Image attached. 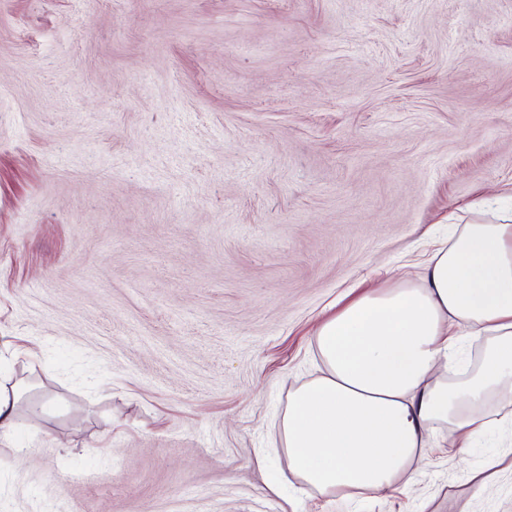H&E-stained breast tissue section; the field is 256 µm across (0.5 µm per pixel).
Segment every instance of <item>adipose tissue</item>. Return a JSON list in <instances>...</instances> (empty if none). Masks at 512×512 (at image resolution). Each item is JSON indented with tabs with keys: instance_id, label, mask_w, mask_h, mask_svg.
I'll list each match as a JSON object with an SVG mask.
<instances>
[{
	"instance_id": "ef3b65f1",
	"label": "adipose tissue",
	"mask_w": 512,
	"mask_h": 512,
	"mask_svg": "<svg viewBox=\"0 0 512 512\" xmlns=\"http://www.w3.org/2000/svg\"><path fill=\"white\" fill-rule=\"evenodd\" d=\"M486 339L456 384L437 371L458 337ZM324 372L294 391L281 426L288 467L320 493L408 487L435 426L469 446L489 397L512 401V224H465L417 281L362 293L321 321Z\"/></svg>"
}]
</instances>
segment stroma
I'll return each mask as SVG.
<instances>
[{
	"label": "stroma",
	"instance_id": "stroma-1",
	"mask_svg": "<svg viewBox=\"0 0 512 512\" xmlns=\"http://www.w3.org/2000/svg\"><path fill=\"white\" fill-rule=\"evenodd\" d=\"M502 209L512 0H0V512H512L493 397L397 492L280 435L318 322ZM21 381L0 375V439L10 438L17 426Z\"/></svg>",
	"mask_w": 512,
	"mask_h": 512
}]
</instances>
